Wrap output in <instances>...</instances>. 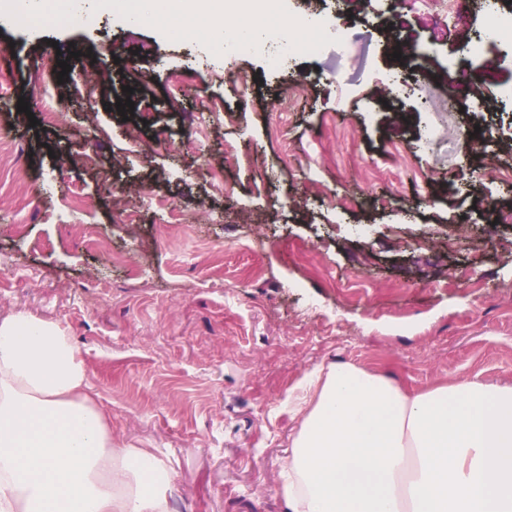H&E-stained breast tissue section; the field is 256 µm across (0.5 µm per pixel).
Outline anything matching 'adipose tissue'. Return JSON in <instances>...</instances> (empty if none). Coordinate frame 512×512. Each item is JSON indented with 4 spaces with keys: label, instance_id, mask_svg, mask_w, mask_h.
<instances>
[{
    "label": "adipose tissue",
    "instance_id": "ef3b65f1",
    "mask_svg": "<svg viewBox=\"0 0 512 512\" xmlns=\"http://www.w3.org/2000/svg\"><path fill=\"white\" fill-rule=\"evenodd\" d=\"M304 386L276 487L286 512H512V385L413 393L336 362ZM175 478L113 440L62 324L0 313V512H170Z\"/></svg>",
    "mask_w": 512,
    "mask_h": 512
}]
</instances>
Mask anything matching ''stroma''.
Instances as JSON below:
<instances>
[{
    "label": "stroma",
    "instance_id": "35a3bbf8",
    "mask_svg": "<svg viewBox=\"0 0 512 512\" xmlns=\"http://www.w3.org/2000/svg\"><path fill=\"white\" fill-rule=\"evenodd\" d=\"M461 2L469 29L436 42L421 15L393 28L391 0H320L349 54L275 71L106 9L0 18V312L69 329L113 438L176 471L171 512H285L290 404L319 366L512 385V223L484 215L512 210V73L462 56L484 0Z\"/></svg>",
    "mask_w": 512,
    "mask_h": 512
}]
</instances>
